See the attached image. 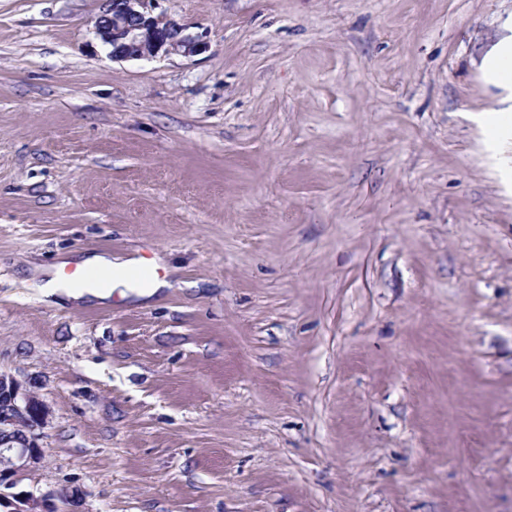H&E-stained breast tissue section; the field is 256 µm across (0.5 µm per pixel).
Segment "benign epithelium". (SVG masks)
Wrapping results in <instances>:
<instances>
[{
    "instance_id": "7a95c632",
    "label": "benign epithelium",
    "mask_w": 512,
    "mask_h": 512,
    "mask_svg": "<svg viewBox=\"0 0 512 512\" xmlns=\"http://www.w3.org/2000/svg\"><path fill=\"white\" fill-rule=\"evenodd\" d=\"M157 0H104L94 32L114 60L154 59L181 54L197 56L207 43L187 28L155 13ZM0 512H57L60 494L48 490L14 491L19 474L39 463L40 440L50 424V411L13 375L0 372Z\"/></svg>"
}]
</instances>
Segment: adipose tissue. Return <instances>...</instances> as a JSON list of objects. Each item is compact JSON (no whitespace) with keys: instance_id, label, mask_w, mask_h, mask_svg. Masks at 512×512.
<instances>
[{"instance_id":"1","label":"adipose tissue","mask_w":512,"mask_h":512,"mask_svg":"<svg viewBox=\"0 0 512 512\" xmlns=\"http://www.w3.org/2000/svg\"><path fill=\"white\" fill-rule=\"evenodd\" d=\"M135 259L127 260H111L101 255H94L84 259L80 267L84 270H109L112 271L113 277L107 285L98 287L92 284L83 286H76L59 275H51L45 282L40 283L39 288L44 297H67V298H83L91 297L95 299L109 298L113 291L117 289H124V291L132 293H146V295H154L159 289L166 287L167 282L163 279H153L149 287H141L132 280L124 277V270L130 269L135 266Z\"/></svg>"}]
</instances>
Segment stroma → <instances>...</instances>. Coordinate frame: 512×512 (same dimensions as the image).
<instances>
[{
  "instance_id": "obj_1",
  "label": "stroma",
  "mask_w": 512,
  "mask_h": 512,
  "mask_svg": "<svg viewBox=\"0 0 512 512\" xmlns=\"http://www.w3.org/2000/svg\"><path fill=\"white\" fill-rule=\"evenodd\" d=\"M0 0V371L78 512H512V0ZM149 298L53 300L92 255ZM157 1L104 0L94 32L112 60H149L170 54L190 57L207 49V43L186 33L184 25L155 14ZM510 58L512 60V35L502 40L494 50L485 57L482 69L486 82L507 91L512 90V81L506 83L502 81L499 76L502 63Z\"/></svg>"
}]
</instances>
